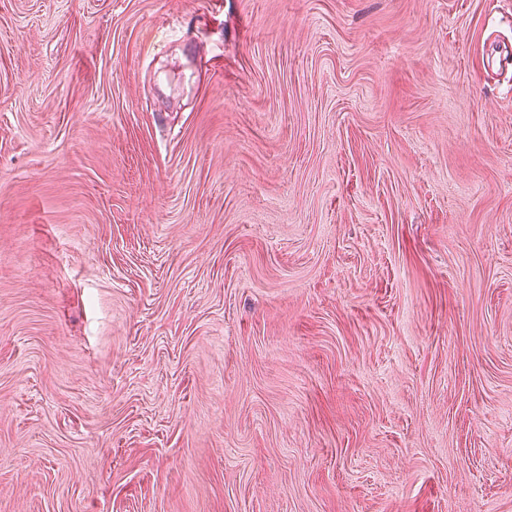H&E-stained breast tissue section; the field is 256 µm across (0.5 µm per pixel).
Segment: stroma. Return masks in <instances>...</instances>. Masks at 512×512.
<instances>
[{
  "mask_svg": "<svg viewBox=\"0 0 512 512\" xmlns=\"http://www.w3.org/2000/svg\"><path fill=\"white\" fill-rule=\"evenodd\" d=\"M512 0H0V512H512Z\"/></svg>",
  "mask_w": 512,
  "mask_h": 512,
  "instance_id": "obj_1",
  "label": "stroma"
}]
</instances>
